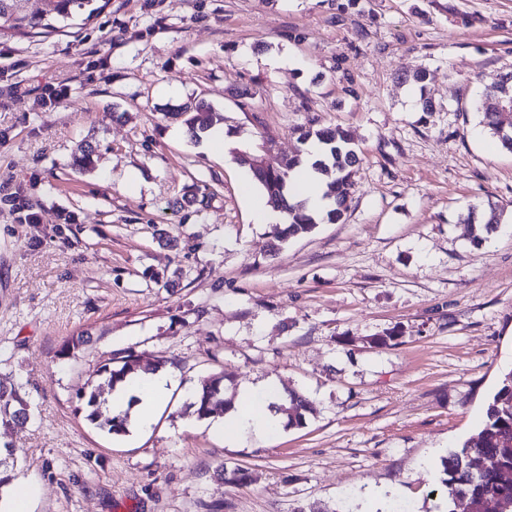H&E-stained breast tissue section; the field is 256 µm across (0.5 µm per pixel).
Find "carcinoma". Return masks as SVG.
I'll return each instance as SVG.
<instances>
[{"label":"carcinoma","mask_w":512,"mask_h":512,"mask_svg":"<svg viewBox=\"0 0 512 512\" xmlns=\"http://www.w3.org/2000/svg\"><path fill=\"white\" fill-rule=\"evenodd\" d=\"M93 0H45L44 8L38 15H31L26 9V0H0V20L8 28L23 33L51 34L58 31L59 23L66 22L78 14L91 18L101 11L92 6ZM484 111L487 127L502 146L512 151V72L501 76L500 82L488 89L478 106ZM209 106L200 102L181 107L178 116L183 118L191 136L208 128L202 115ZM329 145L330 162L318 163V170L326 176L325 197L333 201L334 207L327 212L328 221L342 219L354 186L355 166L359 163L356 150L348 135L341 129L312 132L302 131V138L311 136ZM301 163L296 156L288 160L283 168L259 165L249 166L259 187L265 192L273 208L287 214L288 227L284 230L273 228V236L279 242L290 237L312 233L318 226L317 220L308 213L306 203H291L286 198L290 172ZM399 332L392 328L382 335L369 338L371 346L387 348L399 345ZM142 359L129 353L118 360L108 359L100 365L97 373L105 376L109 389L127 377L140 371ZM86 406L91 408L88 419L109 434H123L127 430L128 414L101 417V392L84 393ZM17 403L13 411H4L17 425H23L29 417V402L15 391L12 394ZM231 408V402L224 400V375H213L203 380L194 394L191 407L199 419H204L218 407ZM276 411L288 415V425L303 423L304 413L312 411L311 403L296 391L288 392L285 402L275 406ZM445 478L438 491L441 501L448 504L446 512H457L461 504H469L474 512H512V370L503 375L500 387L487 404L486 420L480 430L468 437L460 449L441 457Z\"/></svg>","instance_id":"cac0c4a2"}]
</instances>
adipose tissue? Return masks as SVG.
Here are the masks:
<instances>
[{
  "mask_svg": "<svg viewBox=\"0 0 512 512\" xmlns=\"http://www.w3.org/2000/svg\"><path fill=\"white\" fill-rule=\"evenodd\" d=\"M306 162L295 171L288 185L291 196L307 200L310 209L323 213L329 202L323 196V185L319 174L311 166L312 160L322 152L319 143H308ZM171 369L162 368L141 374L113 391L110 408L113 413L130 412L138 428L150 429L155 421L158 408L168 399L174 386ZM281 399L278 389L271 384L261 389H245L237 397L231 410L213 424L216 434L226 437H263L272 433L282 422L280 414L274 411V403Z\"/></svg>",
  "mask_w": 512,
  "mask_h": 512,
  "instance_id": "ef3b65f1",
  "label": "adipose tissue"
}]
</instances>
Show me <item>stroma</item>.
Wrapping results in <instances>:
<instances>
[{"mask_svg":"<svg viewBox=\"0 0 512 512\" xmlns=\"http://www.w3.org/2000/svg\"><path fill=\"white\" fill-rule=\"evenodd\" d=\"M420 69L428 113L401 80ZM510 70L512 0H109L47 37L0 30V385L34 407L0 422L11 484L39 482L36 512H305L391 487L433 512L422 460L482 427L512 369V152L475 110ZM196 102L230 148L175 118ZM311 126L351 134L354 193L279 246L233 150L267 134L289 158ZM472 207L500 217L479 244ZM129 352L177 385L151 430L111 435L78 395ZM220 372L317 412L216 438L189 402Z\"/></svg>","mask_w":512,"mask_h":512,"instance_id":"35a3bbf8","label":"stroma"}]
</instances>
